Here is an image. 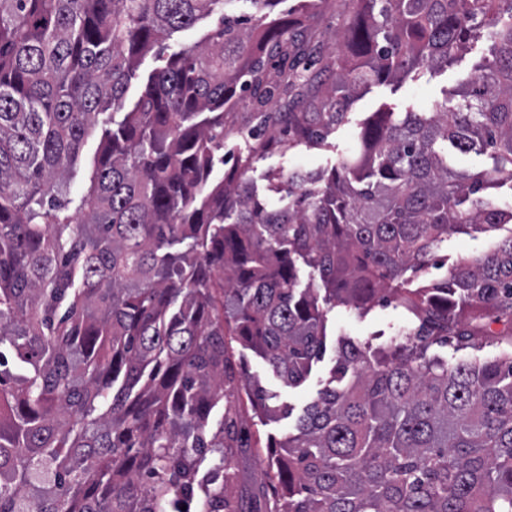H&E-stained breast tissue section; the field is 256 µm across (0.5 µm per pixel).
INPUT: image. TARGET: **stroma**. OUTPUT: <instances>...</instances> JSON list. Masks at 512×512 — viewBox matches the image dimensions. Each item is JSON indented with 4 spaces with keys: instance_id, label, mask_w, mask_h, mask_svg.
I'll use <instances>...</instances> for the list:
<instances>
[{
    "instance_id": "35a3bbf8",
    "label": "stroma",
    "mask_w": 512,
    "mask_h": 512,
    "mask_svg": "<svg viewBox=\"0 0 512 512\" xmlns=\"http://www.w3.org/2000/svg\"><path fill=\"white\" fill-rule=\"evenodd\" d=\"M314 2L315 6L307 14L299 34L321 56L325 53L323 43L327 33L344 24L352 4L350 0ZM489 57V44L481 40L448 67L421 70L417 80L359 87L345 118L340 124L327 129L325 143L321 146L296 143L288 130L289 113L319 111L321 96L315 88L332 81L331 73L312 68L308 73V91L301 96L292 93L278 96L276 111L271 117H264L263 113L247 104L227 112L224 117V146L233 148L242 144L249 132L261 130V138L253 142L246 177L256 185L266 204L278 206V189L287 184L291 173H327L341 161L356 156L360 149L359 131L372 112L381 109L429 112L437 106L455 110L461 101L460 91L474 79L478 67ZM493 245V238L488 233L449 235L436 251L433 267L417 274L406 273L404 285L408 288L424 287L446 276L460 260L487 252ZM417 326V320L401 306L398 294L393 292L377 299L362 313L343 306L333 308L327 314L325 353L320 361L314 363L307 380L296 388L285 387L251 349L235 337H226L228 357L237 378L242 381L258 379L272 394L273 405L289 410L288 415L261 420L254 417L248 401L238 400L233 393L224 396L225 407L235 408L239 414L246 443L235 461L238 486L243 492L241 512H270L274 493L269 483L267 459L271 448L294 433L305 406L330 379L342 341L349 339L378 349L402 340Z\"/></svg>"
}]
</instances>
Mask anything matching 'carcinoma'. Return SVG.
<instances>
[{
    "mask_svg": "<svg viewBox=\"0 0 512 512\" xmlns=\"http://www.w3.org/2000/svg\"><path fill=\"white\" fill-rule=\"evenodd\" d=\"M0 0V512H235L237 413H224L236 336L288 388L325 351L326 314L367 308L448 235L507 229L448 278L407 289L420 329L386 351L351 341L335 385L269 462L274 512H512V353L454 366V336L512 347V0H352L328 41L334 78L294 135L338 124L360 84L448 65L478 39L493 58L455 112H376L361 155L288 177L261 203L247 164L222 175L224 113L300 88L281 0ZM215 18L200 41L141 58ZM281 49L270 68L266 49ZM112 111L86 191L74 166ZM482 143L491 166H448ZM324 291L301 285L298 262ZM251 407L276 409L257 381Z\"/></svg>",
    "mask_w": 512,
    "mask_h": 512,
    "instance_id": "obj_1",
    "label": "carcinoma"
}]
</instances>
